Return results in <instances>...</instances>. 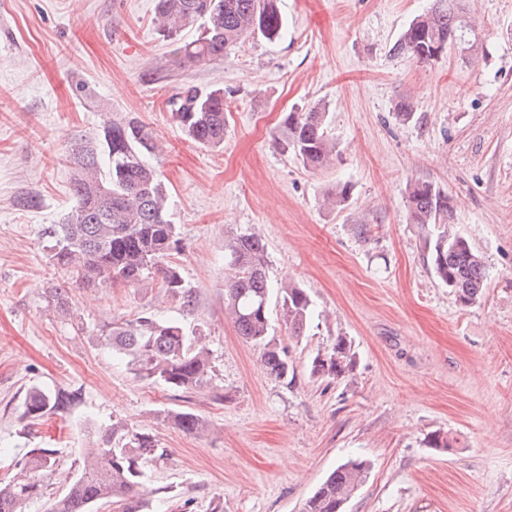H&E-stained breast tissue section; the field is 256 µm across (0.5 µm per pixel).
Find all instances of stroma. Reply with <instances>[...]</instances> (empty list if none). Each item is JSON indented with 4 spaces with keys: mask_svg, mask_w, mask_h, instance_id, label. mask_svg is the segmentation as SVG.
Masks as SVG:
<instances>
[{
    "mask_svg": "<svg viewBox=\"0 0 512 512\" xmlns=\"http://www.w3.org/2000/svg\"><path fill=\"white\" fill-rule=\"evenodd\" d=\"M464 4V43L430 65L391 47L431 0H280L279 40L251 37L183 67L156 30L155 0H0V448L12 461L58 451L26 512L66 491L82 448L115 419L168 451L148 470L155 512H302L354 456L372 469L343 512H512V0ZM218 86L228 124L210 148L181 134L166 102ZM319 103L336 161L313 171L274 139L284 112ZM132 117L162 145L151 162L198 305L183 310L150 285L76 289L70 314L57 313L45 295L64 276L40 231L74 204L68 146ZM417 179L448 193L450 223L484 259L472 305L430 270L407 208ZM339 183L350 196L329 207ZM22 193L39 208L14 206ZM245 231L265 243L272 283L298 282L319 313L295 340L270 308L288 384L224 313V242ZM145 313L207 336L223 400L145 384L101 345L106 325ZM339 336L356 352L353 374L311 376ZM35 385L79 399L66 418L31 422L21 403ZM181 410L203 416L208 435L167 420ZM433 432L455 447H428Z\"/></svg>",
    "mask_w": 512,
    "mask_h": 512,
    "instance_id": "1",
    "label": "stroma"
}]
</instances>
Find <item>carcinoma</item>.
Listing matches in <instances>:
<instances>
[{"label": "carcinoma", "mask_w": 512, "mask_h": 512, "mask_svg": "<svg viewBox=\"0 0 512 512\" xmlns=\"http://www.w3.org/2000/svg\"><path fill=\"white\" fill-rule=\"evenodd\" d=\"M279 0H157L156 23L162 36L177 45L181 63L203 65L224 59L228 48L249 37L272 42L285 29ZM462 0H432L391 47L420 64L441 58L460 43L467 31ZM203 22L204 31L191 41L182 32ZM169 112L183 135L204 146L224 144L226 113L224 89L200 94L184 90L168 100ZM275 144L312 170L329 168L336 144L327 132L326 113L319 107L288 112ZM160 150L153 132L135 120L107 123L93 140L73 145L71 193L75 204L62 223L49 224L42 239L49 261L67 280L82 289L137 287L151 281L163 294L196 309V292L182 276L174 254L179 249L177 225L168 219V194L160 172L149 158ZM407 207L420 229L424 253L438 281L467 306L479 300L487 274L482 256L453 225L448 193L429 181L410 185ZM229 281L224 308L238 334L260 348L261 362L275 380L294 374L285 348L269 336L271 296L280 300L289 335L300 338L309 328L315 306L300 284L290 281L272 292L267 276L265 244L254 234H239L224 244ZM49 306L66 314L71 308L69 287L47 290ZM100 340L112 355L149 385L182 393L210 389L214 399L224 394L213 383L214 365L205 335L190 337L175 320L141 315L113 322ZM355 369L351 342L338 336L313 357L314 376L344 378ZM73 397L47 387H31L23 400L22 418L37 420L64 416ZM184 433L202 436L208 422L193 411L166 414ZM55 448H31L16 461L20 473L0 481V512H26L43 495V478L56 466ZM167 450L148 431L114 420L81 452L78 474L66 493L53 500L47 512H92L99 503L112 504V512H152L147 497L146 469L164 460ZM371 462L357 457L336 467L305 502L303 512H337L365 482Z\"/></svg>", "instance_id": "1"}]
</instances>
